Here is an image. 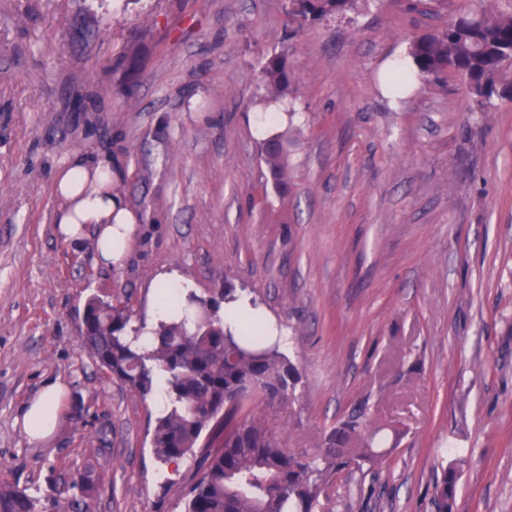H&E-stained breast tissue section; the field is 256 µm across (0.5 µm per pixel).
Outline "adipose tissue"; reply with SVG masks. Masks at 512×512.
<instances>
[{
  "instance_id": "ef3b65f1",
  "label": "adipose tissue",
  "mask_w": 512,
  "mask_h": 512,
  "mask_svg": "<svg viewBox=\"0 0 512 512\" xmlns=\"http://www.w3.org/2000/svg\"><path fill=\"white\" fill-rule=\"evenodd\" d=\"M114 172L109 160L68 162L54 181V193L62 201L56 224L67 243L93 240L99 261L111 268L123 266L131 247L138 218L120 194L112 190ZM192 287L179 272L162 275L152 291V320L166 318ZM60 384H47L31 401L24 426L32 440H48L59 421Z\"/></svg>"
}]
</instances>
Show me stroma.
I'll use <instances>...</instances> for the list:
<instances>
[{
	"label": "stroma",
	"mask_w": 512,
	"mask_h": 512,
	"mask_svg": "<svg viewBox=\"0 0 512 512\" xmlns=\"http://www.w3.org/2000/svg\"><path fill=\"white\" fill-rule=\"evenodd\" d=\"M427 0H371L354 22L303 27L288 0H0V482L63 512L92 468L87 512H182L194 459L156 461L159 411L82 347L90 296L147 316L175 270L199 296L246 289L290 337L293 403H253L279 442L316 454L360 406L398 435L348 467L324 512H512V102L470 111L455 76L383 84ZM285 54L295 92L274 130L261 65ZM288 141L287 191L261 158ZM110 157L141 218L122 269L60 240L53 181L75 154ZM62 384L44 443L21 412ZM460 470L457 465H450L443 470L440 479L435 484L433 499L435 512H451L452 502L455 498Z\"/></svg>",
	"instance_id": "obj_1"
}]
</instances>
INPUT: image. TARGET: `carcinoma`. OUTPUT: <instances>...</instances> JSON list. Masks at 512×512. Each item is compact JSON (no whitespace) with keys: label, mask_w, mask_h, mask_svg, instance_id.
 Instances as JSON below:
<instances>
[{"label":"carcinoma","mask_w":512,"mask_h":512,"mask_svg":"<svg viewBox=\"0 0 512 512\" xmlns=\"http://www.w3.org/2000/svg\"><path fill=\"white\" fill-rule=\"evenodd\" d=\"M360 0H289V15L300 23L359 14ZM470 0L443 27L409 42L401 66L399 93L413 76L456 75L469 88L471 112H491L512 100V0ZM264 112L288 99L293 77L286 56L269 57L261 69ZM261 156L276 187H288V149L279 134L263 142ZM238 299L229 286L218 297L189 292L182 315L161 320L154 341L139 347L142 330L131 325L130 301L94 295L86 303L84 347L98 368L142 398L165 384V403L155 418L151 448L162 465L197 458L184 512H316L333 477L351 462L375 464L386 445L381 429L370 427L364 409L351 412L328 432L319 454L283 448L264 419L248 406L258 400L283 402L296 395L297 367L276 342L244 335L224 320L222 306ZM460 470L451 465L435 484V512H452ZM92 470L72 476L69 489L86 497ZM0 512H39L38 499L0 483Z\"/></svg>","instance_id":"1"}]
</instances>
